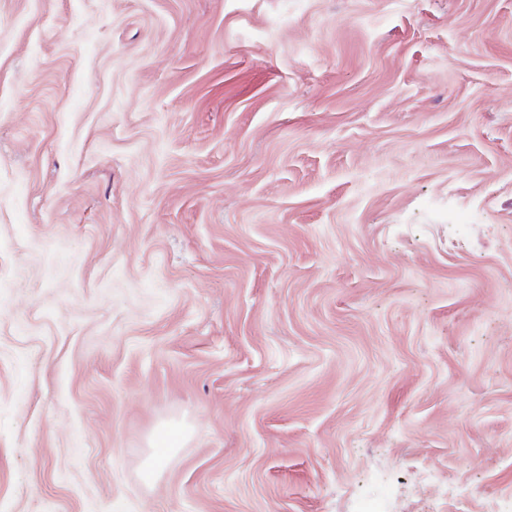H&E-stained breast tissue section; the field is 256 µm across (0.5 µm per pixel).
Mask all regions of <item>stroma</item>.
Masks as SVG:
<instances>
[{
	"mask_svg": "<svg viewBox=\"0 0 512 512\" xmlns=\"http://www.w3.org/2000/svg\"><path fill=\"white\" fill-rule=\"evenodd\" d=\"M371 506L512 512V0H0V512ZM182 440L183 432L179 429H163L156 434L153 443L155 450L146 468L148 477L155 473L175 448H179Z\"/></svg>",
	"mask_w": 512,
	"mask_h": 512,
	"instance_id": "obj_1",
	"label": "stroma"
}]
</instances>
